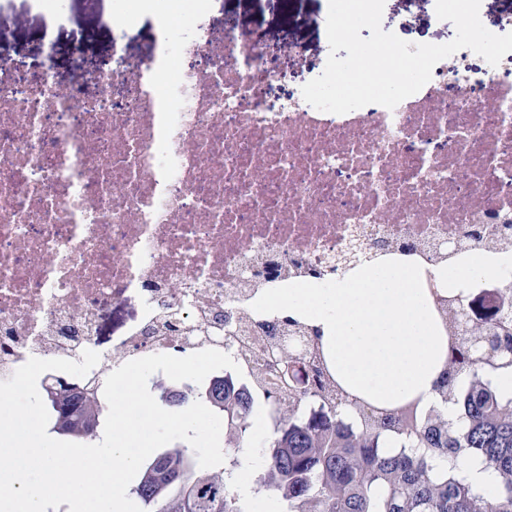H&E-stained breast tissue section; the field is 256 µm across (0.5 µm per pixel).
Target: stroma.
Here are the masks:
<instances>
[{
    "label": "stroma",
    "instance_id": "35a3bbf8",
    "mask_svg": "<svg viewBox=\"0 0 512 512\" xmlns=\"http://www.w3.org/2000/svg\"><path fill=\"white\" fill-rule=\"evenodd\" d=\"M29 0H13L11 11L0 14V58L50 61L60 85L74 83L80 69L100 65L112 54L114 39L128 45L133 58L150 54L161 41L178 43L191 38L197 23L213 30L234 20L240 29L261 31L266 39L288 52V74L275 82L269 100L286 104L302 86L321 72L328 53L324 0H296L290 15H282L279 0H202L170 30H163L161 11L143 12L128 26H120V0H65L62 15L29 11ZM382 28L410 43L440 44L454 38L456 29L436 21L430 0H385ZM140 318V303L131 294L107 304L95 336L100 353H111L125 330Z\"/></svg>",
    "mask_w": 512,
    "mask_h": 512
}]
</instances>
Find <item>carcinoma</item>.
<instances>
[{
    "instance_id": "carcinoma-1",
    "label": "carcinoma",
    "mask_w": 512,
    "mask_h": 512,
    "mask_svg": "<svg viewBox=\"0 0 512 512\" xmlns=\"http://www.w3.org/2000/svg\"><path fill=\"white\" fill-rule=\"evenodd\" d=\"M500 292L503 314L470 332L458 324L456 306L438 304L451 351L427 405L370 404L293 354L291 382L270 389L256 370L258 391L276 409L256 490L276 495L287 512H512V392L496 383L499 373L512 372V282ZM269 331L319 336L293 317ZM105 378L90 374L76 388L46 393L52 431L77 442L95 438ZM157 388L164 406L189 404L182 389L164 382ZM312 394L324 404L310 418L304 402ZM197 397L224 418L229 466L199 470L189 447L174 445L148 463L132 489L147 512H243L233 478L251 446L252 396L218 376ZM487 471L497 478L492 498L478 480Z\"/></svg>"
}]
</instances>
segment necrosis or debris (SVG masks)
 I'll return each instance as SVG.
<instances>
[{"mask_svg":"<svg viewBox=\"0 0 512 512\" xmlns=\"http://www.w3.org/2000/svg\"><path fill=\"white\" fill-rule=\"evenodd\" d=\"M255 44L234 26L165 44L180 59L165 71L116 44L70 87L0 59V380L32 357L81 361L127 290L141 316L116 368L226 351L165 316L327 283L381 241L433 291L474 251L512 269V77L491 66L475 86L442 60L392 110L273 109L278 73Z\"/></svg>","mask_w":512,"mask_h":512,"instance_id":"obj_1","label":"necrosis or debris"}]
</instances>
